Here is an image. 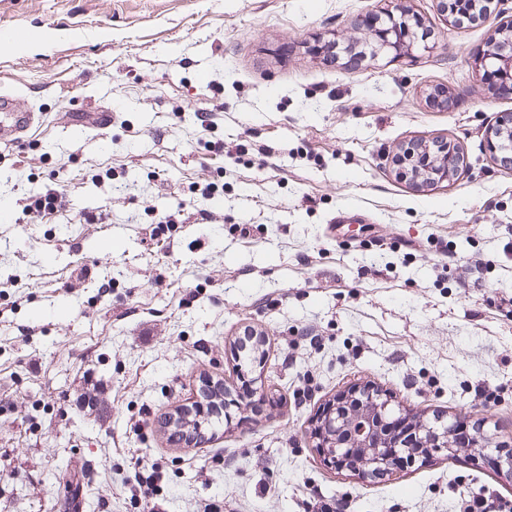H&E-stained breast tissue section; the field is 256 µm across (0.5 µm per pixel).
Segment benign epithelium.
<instances>
[{"label": "benign epithelium", "mask_w": 512, "mask_h": 512, "mask_svg": "<svg viewBox=\"0 0 512 512\" xmlns=\"http://www.w3.org/2000/svg\"><path fill=\"white\" fill-rule=\"evenodd\" d=\"M391 7L373 14L364 42L340 37L330 40L340 53L360 61H376L385 53L405 55L417 45H425L426 33L410 15L405 0H389ZM471 68L491 90L512 95V89L498 87L496 78L512 81V25L498 29V37L471 57ZM487 148L493 160L512 168V130L504 124L485 128ZM422 155L406 150L396 154V176L418 186L451 183L455 172L441 160L450 148L440 139L414 143ZM311 447L337 471H347L364 479H380L398 469L424 463L437 453L465 456L478 468L490 467L512 482V441L501 439L497 430H488L481 421L468 423L458 417L445 421L412 415L391 396L369 384H355L328 400L313 417Z\"/></svg>", "instance_id": "1"}]
</instances>
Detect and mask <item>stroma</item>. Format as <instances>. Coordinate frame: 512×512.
<instances>
[{"label":"stroma","instance_id":"obj_1","mask_svg":"<svg viewBox=\"0 0 512 512\" xmlns=\"http://www.w3.org/2000/svg\"><path fill=\"white\" fill-rule=\"evenodd\" d=\"M405 5L428 49L346 69L310 46L363 40L384 0H0V28L37 35L0 50V90L43 115L0 146V198L63 196L0 224V512H56L81 458L95 462L87 512L512 503V483L463 457L365 481L307 438L325 402L366 383L411 413L512 432V170L483 135L512 95L470 67L512 6L453 26L435 0ZM103 109L109 129L71 127ZM208 116L223 154L205 148ZM432 139L459 146L466 173L423 189L397 178L398 149ZM209 181L224 185L216 209L195 193ZM165 213L175 223L155 227ZM343 214L338 239L326 227ZM118 230L120 254L103 252ZM370 231L377 245L358 247ZM255 334L273 399L170 442L164 419L205 381L245 395L236 353ZM84 394L97 411L77 407ZM217 453L223 466H206ZM151 465L163 490L131 507L126 480ZM53 192H55L53 189L43 190L40 188L30 191L27 194L28 196L24 198L26 203L24 204L23 210L43 216L53 213L56 210V206L52 200Z\"/></svg>","mask_w":512,"mask_h":512}]
</instances>
